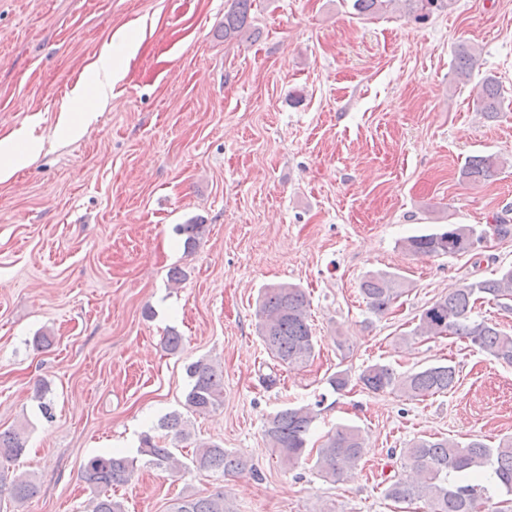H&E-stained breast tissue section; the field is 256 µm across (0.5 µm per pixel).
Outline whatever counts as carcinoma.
I'll list each match as a JSON object with an SVG mask.
<instances>
[{"label": "carcinoma", "mask_w": 512, "mask_h": 512, "mask_svg": "<svg viewBox=\"0 0 512 512\" xmlns=\"http://www.w3.org/2000/svg\"><path fill=\"white\" fill-rule=\"evenodd\" d=\"M253 0H234L224 15V40L250 38L248 22ZM457 0H352L359 16H379L396 7L417 23L434 14L453 9ZM479 50L474 45H460L454 60L458 82L470 81ZM480 111L493 115L501 111L504 97L499 83L486 78L476 97ZM501 164L497 154L479 155L463 170V178L479 183L493 176ZM481 233L470 225L449 224L431 233L414 235L403 247L414 255L458 256L473 250ZM360 292L369 309L377 314L390 310L405 293L404 281L388 272H369L360 283ZM493 300L512 311V267L504 268L496 278L467 283L427 306L418 317L412 336L438 338L459 336L470 346L493 359L512 364V335L484 319L474 317L477 303ZM258 333L264 351L275 366L294 368L309 363L315 356L316 341L310 324V300L304 289L290 283L268 285L261 289L257 301ZM190 379L184 407L194 414H206L224 403V371L207 360H199L187 369ZM363 388L373 392L398 391L418 400L446 394L457 383L456 367L431 365L418 371L396 374L384 364L367 366L359 375ZM317 418L309 406H285L269 415L264 423V437L279 462L293 467L311 454L308 437ZM186 420L180 413L166 417L161 428L176 439L188 436ZM24 430H0V459L18 460L25 451ZM140 452L151 457L158 468L168 470L176 463L173 449L159 444L156 437L145 435ZM363 455L360 430L340 425L327 434L316 449L315 467L321 476L336 481L356 469ZM403 473L395 475L385 489V496L395 502L419 500L427 512H477L478 501L487 498L488 480L506 496L512 497V438L502 439L492 448L481 439L465 444L448 438L421 437L411 441L401 453ZM187 467L200 471L222 470L241 473L248 467L247 458L213 442H199ZM135 469V459L120 453L90 458L82 474L89 487L98 490L92 500V512H126L123 501L108 494V489L127 483ZM9 491L17 502L33 498L38 485L18 476L6 481L0 475V493ZM173 512H232L224 492L182 497Z\"/></svg>", "instance_id": "obj_1"}]
</instances>
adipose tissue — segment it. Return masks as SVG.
<instances>
[{
    "instance_id": "obj_1",
    "label": "adipose tissue",
    "mask_w": 512,
    "mask_h": 512,
    "mask_svg": "<svg viewBox=\"0 0 512 512\" xmlns=\"http://www.w3.org/2000/svg\"><path fill=\"white\" fill-rule=\"evenodd\" d=\"M131 47V40L121 37L111 42L92 63L85 78L62 107L60 123L66 133L77 134L84 131L86 114L83 105L86 101H93L99 106L109 103L114 81L119 74L120 60ZM41 147L39 139L25 133L0 139V181L11 178Z\"/></svg>"
}]
</instances>
